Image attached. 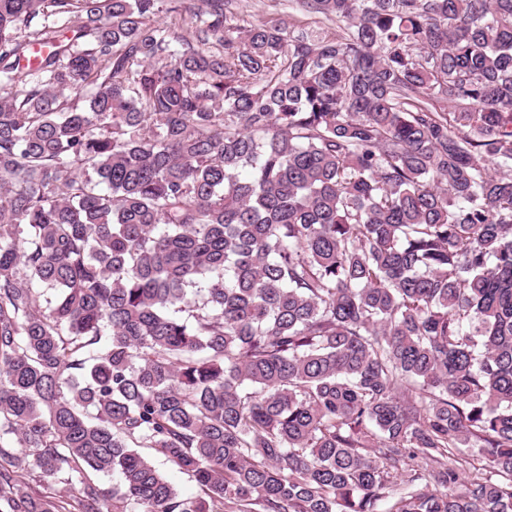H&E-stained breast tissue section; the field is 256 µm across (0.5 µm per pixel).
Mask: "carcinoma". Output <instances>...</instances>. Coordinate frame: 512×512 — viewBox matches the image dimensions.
Returning <instances> with one entry per match:
<instances>
[{"instance_id": "carcinoma-1", "label": "carcinoma", "mask_w": 512, "mask_h": 512, "mask_svg": "<svg viewBox=\"0 0 512 512\" xmlns=\"http://www.w3.org/2000/svg\"><path fill=\"white\" fill-rule=\"evenodd\" d=\"M182 3L0 0V512H512V0ZM224 14L229 34L236 35L238 28L249 27L255 23L267 26H288L298 35L320 25L334 31L336 24L320 21L318 17L304 11L299 0H224ZM156 467L180 494L185 496H194L197 494L195 482L174 465L163 460H158L156 461Z\"/></svg>"}]
</instances>
